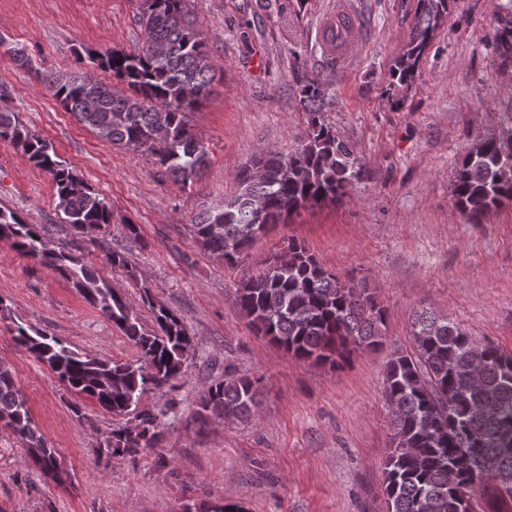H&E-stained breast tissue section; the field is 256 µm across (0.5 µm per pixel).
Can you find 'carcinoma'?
<instances>
[{
	"mask_svg": "<svg viewBox=\"0 0 512 512\" xmlns=\"http://www.w3.org/2000/svg\"><path fill=\"white\" fill-rule=\"evenodd\" d=\"M189 0H151L138 11L142 45L130 52L88 54L111 73L107 85L78 69L41 74L53 97L99 138L137 151L185 185L205 168L208 150L190 130L188 115L214 79L210 52L190 19ZM454 0H417L415 20L402 52L388 71L386 93L401 106ZM308 112L304 140L288 153L258 152L235 174L237 189L224 204L206 209L193 224L195 240L235 265L257 234L250 205L265 201L262 223L284 222L299 208L336 202L360 179L353 144L324 120L326 90L314 80L302 86ZM0 140L11 142L55 185L61 223L72 234L112 221V209L57 155L51 143L31 133L19 114L0 107ZM452 196L472 218L512 202V117L478 139L457 166ZM0 240L45 264L111 321L137 347L140 358L114 362L82 356L64 342L25 328L17 341L74 393L135 423L113 429L99 444L105 463L154 448L164 421L139 409L142 395L181 374L193 338L180 316L153 308L156 328L145 330L133 303L100 277L84 258L56 251L32 224L0 206ZM288 260L276 255L236 288V303L248 323L292 357L336 362L349 347L376 349L385 337L386 312L363 277L341 279L307 247L289 240ZM412 350L396 349L384 369L382 396L392 443L382 469L387 512H462L460 494L483 493L490 512L512 503V355L481 344L459 325L422 310L411 321ZM260 405V380L226 379L201 395L199 413L247 420ZM0 423L22 442L28 460L47 477H59L56 449L30 416L11 368L0 363ZM490 465L487 473L478 464Z\"/></svg>",
	"mask_w": 512,
	"mask_h": 512,
	"instance_id": "carcinoma-1",
	"label": "carcinoma"
}]
</instances>
